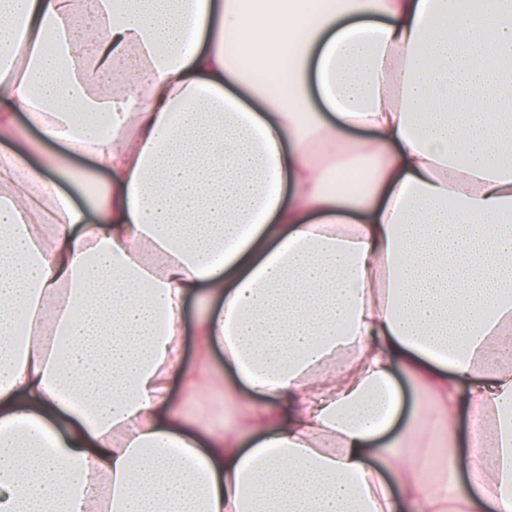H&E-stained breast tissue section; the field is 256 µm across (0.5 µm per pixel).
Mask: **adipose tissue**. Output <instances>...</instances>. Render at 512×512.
<instances>
[{"instance_id":"ef3b65f1","label":"adipose tissue","mask_w":512,"mask_h":512,"mask_svg":"<svg viewBox=\"0 0 512 512\" xmlns=\"http://www.w3.org/2000/svg\"><path fill=\"white\" fill-rule=\"evenodd\" d=\"M0 95V512H512V0H0ZM15 122L18 128L19 136L23 141L35 143L39 149L33 153L30 160L38 164L45 154H59L67 156L68 165L74 169H92V161L88 157L69 154L65 146L57 143L45 142L42 140L39 131L28 126L22 112L15 113ZM196 307L191 302L188 306V331L185 336V367L187 369L194 368L200 358L199 347L196 344L195 336H193V318ZM395 379L402 395V410L395 428L387 436L386 440L399 437L405 430L408 422L422 408V398L415 391L409 380L399 371L395 372Z\"/></svg>"}]
</instances>
